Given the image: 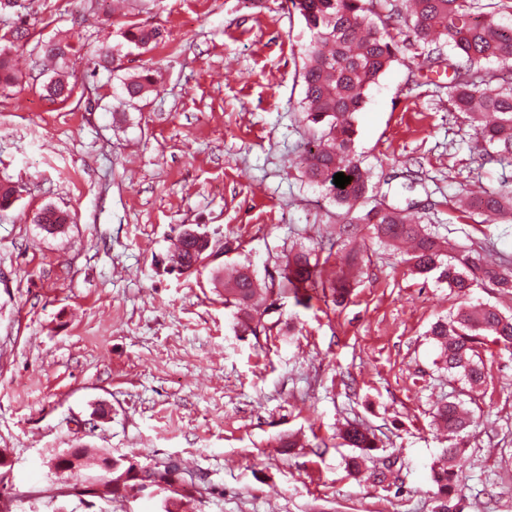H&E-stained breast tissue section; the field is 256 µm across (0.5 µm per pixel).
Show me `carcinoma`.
Masks as SVG:
<instances>
[{
  "mask_svg": "<svg viewBox=\"0 0 512 512\" xmlns=\"http://www.w3.org/2000/svg\"><path fill=\"white\" fill-rule=\"evenodd\" d=\"M293 10L304 20L311 33L304 56L302 80L304 120L312 136L299 155V164L309 182L320 187L338 208L342 232L363 226L370 238L398 250L410 245L406 252L411 270L424 277L434 276L459 296H467L475 288H494L500 293L512 291V269L490 265L473 250L448 251L433 232L420 224L406 210L387 203L373 194L372 171L363 166L355 151V116L365 103V93L396 60L398 42L390 33L380 31L374 21L378 16L373 0H289ZM512 0H492L488 11H480L478 0H409L406 17L416 38L428 41L433 34L445 38L453 57L448 68L453 70L450 101L457 112L469 119L475 134L492 147L501 158L512 159V23L495 20L497 9ZM126 43L137 50H148L161 42L156 27L130 25L123 32ZM43 56L63 65L73 47L62 40L41 46ZM497 63L508 68V76L493 84L494 75L476 67L480 62ZM15 82L9 55L0 48V89ZM152 85L149 74L124 80L126 101L133 102L147 94ZM52 100L66 99L71 89L61 78H51L44 85ZM338 172L351 178L341 189L333 183ZM478 208L495 220H512V195L485 191L468 199L464 211ZM68 215L51 206L43 208L36 223L54 230L67 223ZM208 251V240L186 230L179 235L173 262L189 270ZM339 276L326 283L322 270L312 262V251L300 250L287 257L282 288L294 293L329 286L344 287ZM224 301L242 312L243 331L256 332L252 326L255 313L273 299L274 289L261 284L243 266L224 279ZM428 335L440 349L444 366L470 385L483 381L480 350L493 344L512 349V315L490 303L464 305L456 314L434 323ZM434 421L448 429V448L433 468V481L441 498L440 512H457L455 501L462 492L461 448L466 445L468 429L474 416L458 400L437 408ZM345 445L358 450L348 462L351 474L357 476L376 449L373 437L364 429L350 425L341 435ZM126 464L112 472V499L146 490L145 483L159 490L171 502L166 512H185L194 501L191 495L174 493L163 485L168 470L154 466L139 480L124 478Z\"/></svg>",
  "mask_w": 512,
  "mask_h": 512,
  "instance_id": "1",
  "label": "carcinoma"
}]
</instances>
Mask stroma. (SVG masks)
Listing matches in <instances>:
<instances>
[{
	"label": "stroma",
	"mask_w": 512,
	"mask_h": 512,
	"mask_svg": "<svg viewBox=\"0 0 512 512\" xmlns=\"http://www.w3.org/2000/svg\"><path fill=\"white\" fill-rule=\"evenodd\" d=\"M397 59L366 93L355 149L377 195L411 209L459 249L512 265V222L460 215L475 186L512 191V164L473 149L448 96L446 60L404 23V0H379ZM161 28L149 52L122 46L128 25ZM67 39L68 100H49L40 48ZM311 34L285 0H30L0 8L17 84L0 90V182L20 187L0 209V451L14 467L9 512H158L160 499L71 495L46 466L77 446L180 462L194 512H437L431 470L447 446L433 423L463 398L475 423L461 461L463 512L512 499V353L483 354L468 393L443 368L428 331L465 302L512 313V294L470 297L414 274L402 252L355 231L296 161L302 52ZM115 52L113 67L98 62ZM153 91L126 103L142 68ZM67 211L63 231L35 221ZM224 250L169 270L184 229ZM321 251L326 279L351 250L363 264L344 301L331 289L277 295L256 333L214 277L248 266L276 284L290 252ZM351 424L378 440V486L349 475Z\"/></svg>",
	"instance_id": "1"
}]
</instances>
